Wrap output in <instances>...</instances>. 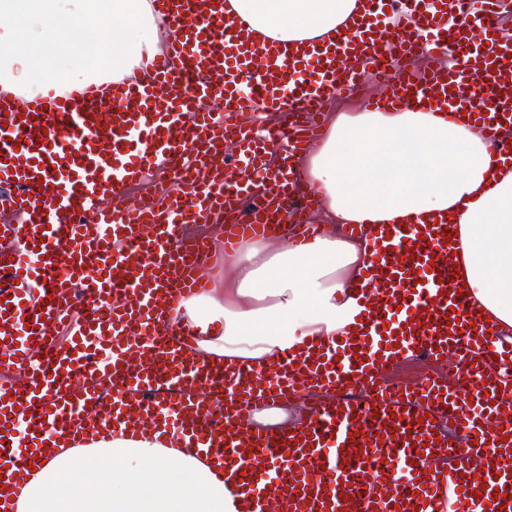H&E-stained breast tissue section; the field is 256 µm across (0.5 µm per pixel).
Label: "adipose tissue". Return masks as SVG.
Returning <instances> with one entry per match:
<instances>
[{
	"label": "adipose tissue",
	"mask_w": 512,
	"mask_h": 512,
	"mask_svg": "<svg viewBox=\"0 0 512 512\" xmlns=\"http://www.w3.org/2000/svg\"><path fill=\"white\" fill-rule=\"evenodd\" d=\"M259 37L284 44L333 38L358 0H226ZM148 0H0V81L34 95L89 82L85 36L112 43L113 76L131 77L154 50ZM340 224H420L450 214L470 295L512 331V168L456 112L428 107L340 112L300 162ZM368 239L336 236L241 243L224 261V296L184 303L198 352L265 370L284 350L334 339L356 308L346 283L366 267ZM19 512H238V495L192 449L151 433L106 434L57 448L18 497Z\"/></svg>",
	"instance_id": "adipose-tissue-1"
}]
</instances>
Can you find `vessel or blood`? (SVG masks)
<instances>
[{"instance_id":"obj_1","label":"vessel or blood","mask_w":512,"mask_h":512,"mask_svg":"<svg viewBox=\"0 0 512 512\" xmlns=\"http://www.w3.org/2000/svg\"><path fill=\"white\" fill-rule=\"evenodd\" d=\"M352 32L273 46L224 13V0H150L173 30L136 78L72 84L49 95L0 86V512L50 440L86 444L103 429L159 439L220 464L244 512H438L457 487L458 512H512V344L478 317L453 259L447 220L378 230L346 333L267 372L198 358L181 304L208 289L209 237L320 232L313 190L296 197L298 159L317 143L321 106L362 93L371 70L380 103L441 108L466 90L469 117L512 165V36L501 0H361ZM451 59L415 73L421 53ZM279 115L258 123L261 112ZM234 144L227 156L225 144ZM178 172L189 193L123 204L147 172ZM66 328V343L54 332ZM422 355L447 374L386 383ZM328 397L284 431L254 411L315 390Z\"/></svg>"}]
</instances>
